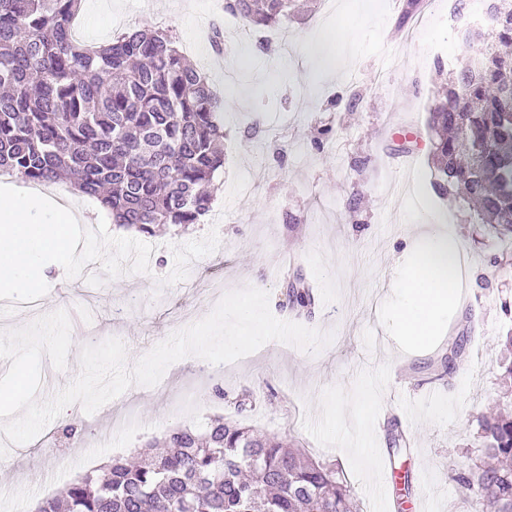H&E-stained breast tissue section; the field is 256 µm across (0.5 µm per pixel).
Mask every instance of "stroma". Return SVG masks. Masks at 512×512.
I'll return each mask as SVG.
<instances>
[{
    "instance_id": "35a3bbf8",
    "label": "stroma",
    "mask_w": 512,
    "mask_h": 512,
    "mask_svg": "<svg viewBox=\"0 0 512 512\" xmlns=\"http://www.w3.org/2000/svg\"><path fill=\"white\" fill-rule=\"evenodd\" d=\"M191 2L186 10L176 0H104L78 17L84 44L152 27L171 32L196 61L211 51L206 23L223 29L224 67L207 73L224 103V168L215 177L212 211L188 231L146 237L153 247L148 273L110 279L94 262L81 277H49L35 313L0 317V331L68 311V364L59 371L43 361L37 398L44 401L78 376L83 346L118 338L135 364L208 315L228 291L266 290L272 314L290 319L278 265L292 251L296 272L317 296L298 322L333 340L316 355L272 341L216 376L189 356L157 385L131 386L94 414L71 405L83 434L54 440L65 424L57 418L26 443L12 471H0V512L34 505L48 488L100 460L128 457L173 427L202 428L210 416H231L230 399L245 390L256 400L247 423L336 463L362 512H385L391 498L401 512H414L419 501L432 512H478L455 477L480 455L478 419L497 409L499 378L512 356L504 347L512 331V250L471 205L429 192L425 106L440 82L436 65L453 70L463 49L448 28V0H425L413 39L386 55L383 29L401 21L405 0H372L361 21L357 0H332L286 23L287 47L268 53L258 34L224 13L222 0ZM333 26L349 37L326 65L308 49ZM46 193L67 201L84 228L108 216L68 183ZM424 198L465 256L471 279L467 299L443 316L438 338L417 348L386 315L400 301L396 283L417 249L403 217ZM458 342L465 350L445 370L441 357ZM364 438L373 448L368 459L355 451ZM63 456L72 458V469L59 466ZM387 468L396 481H384Z\"/></svg>"
}]
</instances>
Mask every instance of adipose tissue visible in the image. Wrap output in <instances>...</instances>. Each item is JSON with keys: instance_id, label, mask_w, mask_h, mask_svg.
Masks as SVG:
<instances>
[{"instance_id": "ef3b65f1", "label": "adipose tissue", "mask_w": 512, "mask_h": 512, "mask_svg": "<svg viewBox=\"0 0 512 512\" xmlns=\"http://www.w3.org/2000/svg\"><path fill=\"white\" fill-rule=\"evenodd\" d=\"M459 253L449 236L434 231L426 235L418 260L399 283L405 301L392 320L408 339L426 343L440 323V316L460 287Z\"/></svg>"}]
</instances>
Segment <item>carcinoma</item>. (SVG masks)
Segmentation results:
<instances>
[{"label":"carcinoma","instance_id":"cac0c4a2","mask_svg":"<svg viewBox=\"0 0 512 512\" xmlns=\"http://www.w3.org/2000/svg\"><path fill=\"white\" fill-rule=\"evenodd\" d=\"M80 0H0V176L49 186L73 181L116 226L151 236L182 230L213 205L224 168V123L208 77L149 27L81 46L70 23ZM250 28L295 18V0H225ZM459 35L462 57L430 99L434 192L478 205L479 219L512 242V0H486L482 25ZM286 303L314 305L296 277ZM512 398L479 420L482 458L456 476L480 512H512ZM103 479L86 471L35 512H359L336 465L291 451L240 421L214 417L175 428L165 450Z\"/></svg>","mask_w":512,"mask_h":512}]
</instances>
